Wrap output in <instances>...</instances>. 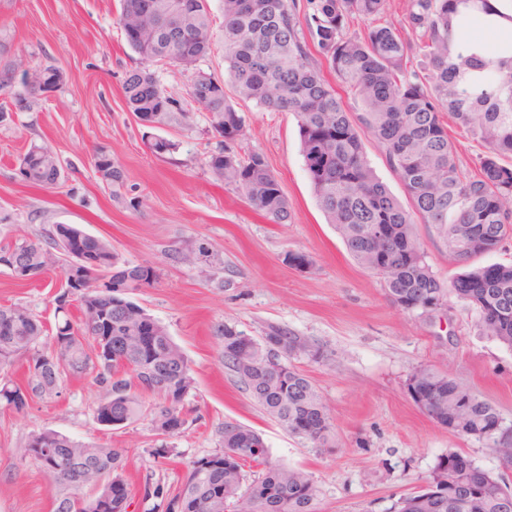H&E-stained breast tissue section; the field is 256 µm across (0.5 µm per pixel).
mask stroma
Here are the masks:
<instances>
[{
	"mask_svg": "<svg viewBox=\"0 0 512 512\" xmlns=\"http://www.w3.org/2000/svg\"><path fill=\"white\" fill-rule=\"evenodd\" d=\"M119 0H0V50L63 69V88L0 123V247L36 237L55 224H77L111 243L121 261L148 263L159 279L131 299L164 324L184 351L193 383V412L168 438L173 454L156 463L159 444L149 416L107 427L95 409L104 391L91 377L65 381L58 394L16 409L0 400V512H54L64 488L21 462L18 448L50 429L92 445L126 449L129 512H153L145 478L176 490L191 460L220 448V429L234 420L260 432L270 460L307 471L319 512H389L416 491L442 455L457 451L497 473L484 443L436 425L413 401L417 369L448 373L512 421V349L483 335L476 312L449 298L433 315L394 307L383 280L350 256L316 201L301 152L297 121L236 101L245 117V152L264 155L288 199L291 219L266 221L237 190L218 181L208 161L219 139L209 114L190 105L188 120L143 126L126 108L122 82L138 55L117 23ZM170 154L151 152L153 137ZM59 156L65 178L34 188L14 176V159L30 143ZM105 146L125 173L119 192L104 187L92 164ZM303 253L302 269L288 258ZM64 283L54 270L37 281L0 267V306L20 304L43 320L41 349L53 344L56 298ZM233 326L254 337L280 327L319 347L320 359H293L329 410L334 445L315 447L286 431L252 400L224 366L220 333Z\"/></svg>",
	"mask_w": 512,
	"mask_h": 512,
	"instance_id": "35a3bbf8",
	"label": "stroma"
}]
</instances>
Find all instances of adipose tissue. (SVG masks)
I'll return each mask as SVG.
<instances>
[{"label": "adipose tissue", "instance_id": "ef3b65f1", "mask_svg": "<svg viewBox=\"0 0 512 512\" xmlns=\"http://www.w3.org/2000/svg\"><path fill=\"white\" fill-rule=\"evenodd\" d=\"M456 37L487 58L512 47V0H487V9L478 13L476 23L459 26Z\"/></svg>", "mask_w": 512, "mask_h": 512}]
</instances>
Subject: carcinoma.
Returning <instances> with one entry per match:
<instances>
[{"mask_svg": "<svg viewBox=\"0 0 512 512\" xmlns=\"http://www.w3.org/2000/svg\"><path fill=\"white\" fill-rule=\"evenodd\" d=\"M388 0H306L311 10L302 30L297 0H223L224 67L239 99L297 120L301 150L318 205L358 264L374 270V254L386 253L385 270L377 272L390 302L403 312L424 310L432 300L448 297L476 311L484 334L512 348V264L479 265L475 260L500 248L512 234V55L481 58L456 43L453 18L466 9L484 11L487 0H407L400 31L378 23ZM368 22L349 34L352 19ZM118 22L140 63L125 72L122 89L128 111L152 114L167 125L190 112L161 86L154 63L168 64L175 54L194 64L205 60L214 44L213 18L207 0H120ZM317 45L322 62L362 105L350 117L342 98L312 59L308 42ZM426 59L413 76L406 61L413 49ZM18 60L0 68V96L14 106L35 102L31 91L8 82ZM191 101L209 114L224 147L210 155L209 166L224 184L242 192L271 224L291 218L288 200L263 155L243 157L235 149L245 135L244 116L228 98L224 80L202 70L192 76ZM446 111L484 148L475 172L456 162V151L441 120ZM369 133L399 177L409 200L404 207L379 181L368 164L361 133ZM30 144L16 158L22 183L48 188L56 170L43 165ZM92 163L102 183L124 185L122 168L97 147ZM384 224L388 236L374 228ZM430 224L461 270L441 282L426 260L416 225ZM75 243L93 252L99 263L79 267L66 285L79 292L77 303L86 321L72 319L57 298L54 345L38 349L44 325L22 305L0 307V370L24 358L25 387L0 388V398L20 409L30 397L58 393L68 375H92L107 396L97 406V420L107 426L133 423L150 412L154 428L172 427L179 434L187 423L184 400L192 384L191 368L179 346L160 325L153 342L141 347L135 321L143 308L127 294L153 285L157 269L149 264L121 265L107 241L75 224H56L45 240H23L0 248V266L21 265L45 274L51 251ZM110 279L112 293L87 296L82 286ZM279 345L273 355L263 343L232 327L221 332L224 366L245 386L255 403L291 430L293 421L309 417L322 422L303 436L319 448L331 447L333 423L315 386L291 362L298 353L315 359L320 349L291 332L272 327L266 333ZM159 390H154L155 386ZM408 388L427 392L421 405L439 426L454 436L473 438L512 469V424L497 407L446 373L421 367ZM158 392L160 401L145 408L143 393ZM450 451L441 456L419 490L395 500L390 512H499V500L512 497L503 474L487 473L477 497L459 490L439 504L448 479ZM30 463L69 493L55 512H127L130 503L106 497L112 479L125 478V450L75 442L44 430L19 449ZM145 496L161 499L164 512H208L204 502L220 496L216 512H316L318 490L306 471L269 461L263 436L239 422L224 424L221 449L192 460L175 493L145 478Z\"/></svg>", "mask_w": 512, "mask_h": 512, "instance_id": "1", "label": "carcinoma"}]
</instances>
